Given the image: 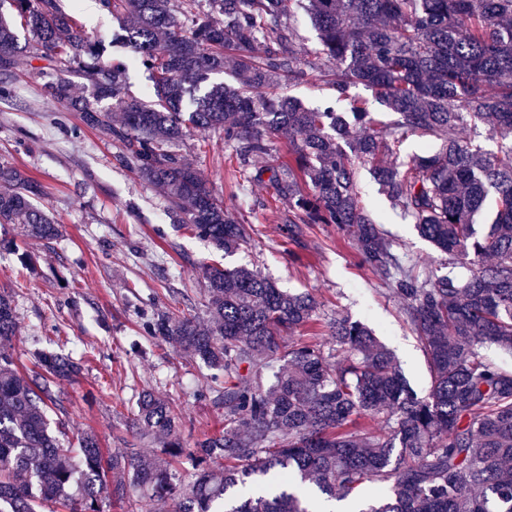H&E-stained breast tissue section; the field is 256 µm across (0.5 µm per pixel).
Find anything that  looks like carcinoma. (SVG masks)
Listing matches in <instances>:
<instances>
[{"mask_svg": "<svg viewBox=\"0 0 512 512\" xmlns=\"http://www.w3.org/2000/svg\"><path fill=\"white\" fill-rule=\"evenodd\" d=\"M99 0L149 73L145 99L124 93L126 64L75 27L63 0H0V72L20 57L67 63L91 89L77 99L67 77L41 95L80 113L122 145L118 160L166 195L183 224L231 254L251 245L232 213L175 146L218 131L241 167L288 143L269 167L288 200V236L334 224L403 300L432 374L428 394L407 386L391 353L363 324L326 323L327 341H285L320 321L310 293H290L257 269L205 267L207 319L158 313L149 335L203 360L224 428L196 442V466L169 404L142 392L130 427L160 445L104 456L87 435L67 448L47 408L81 367L40 353L28 378L14 359L13 296L0 290V512H316L350 500L358 512H512V372L483 354L512 351V0H307L319 42L292 21L297 0ZM229 73L232 83L211 76ZM319 82L350 111L311 109L280 92ZM363 85L396 114L382 120L352 93ZM112 101V107L100 106ZM122 112L112 124V110ZM481 123L502 141L488 154L465 136ZM411 135L437 150L398 159ZM370 166L381 192L419 235L463 269H438L392 248L356 190ZM24 170L0 163V227L21 224L50 243L60 225ZM492 221L476 223L487 209ZM370 417L377 431L360 427Z\"/></svg>", "mask_w": 512, "mask_h": 512, "instance_id": "carcinoma-1", "label": "carcinoma"}]
</instances>
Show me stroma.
I'll list each match as a JSON object with an SVG mask.
<instances>
[{"instance_id": "35a3bbf8", "label": "stroma", "mask_w": 512, "mask_h": 512, "mask_svg": "<svg viewBox=\"0 0 512 512\" xmlns=\"http://www.w3.org/2000/svg\"><path fill=\"white\" fill-rule=\"evenodd\" d=\"M78 28L111 40L117 23L98 0H75ZM33 61L20 59L0 74V162L28 172L43 190L42 203L61 226L51 243L32 241L35 259L22 271L17 254L0 250V289L11 291L19 369L39 373L37 354L71 355L81 366L61 387L62 404L47 411L53 430L71 442L84 434L116 450L131 440L129 419L141 391L167 400L181 420L180 435L194 445L223 422L206 396L210 371L143 324L155 312H202L203 267H257L279 288L312 293L326 316L346 315L368 327L394 356L410 387L425 395L431 373L420 342L405 321L402 302L362 264L354 246L332 224H308L294 239L284 229L286 202L278 200L259 159L240 173L232 148L217 133L194 135L179 148L230 212L252 228L251 247L227 256L177 223L154 187L118 160L121 148L86 127L78 113L47 102ZM357 190L371 219L408 257L441 261L413 224L393 209L366 170Z\"/></svg>"}]
</instances>
